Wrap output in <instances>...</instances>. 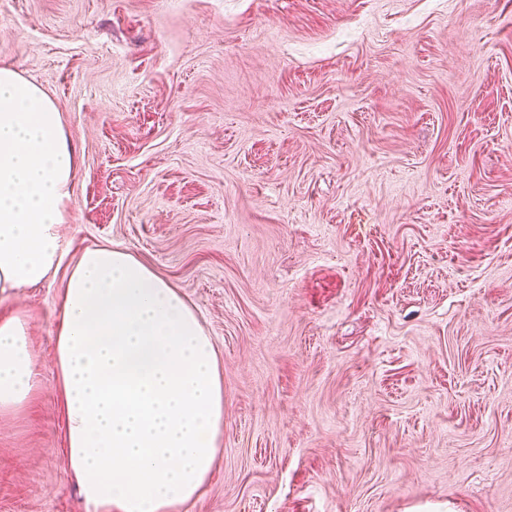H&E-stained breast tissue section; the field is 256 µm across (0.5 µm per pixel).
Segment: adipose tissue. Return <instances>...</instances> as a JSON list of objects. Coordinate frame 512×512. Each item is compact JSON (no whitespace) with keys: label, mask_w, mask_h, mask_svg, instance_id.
Returning <instances> with one entry per match:
<instances>
[{"label":"adipose tissue","mask_w":512,"mask_h":512,"mask_svg":"<svg viewBox=\"0 0 512 512\" xmlns=\"http://www.w3.org/2000/svg\"><path fill=\"white\" fill-rule=\"evenodd\" d=\"M77 166L50 97L0 66V294L60 268ZM54 364L83 512H185L219 453L224 383L178 289L120 248L85 249L68 275ZM38 386L26 321L1 318L0 412Z\"/></svg>","instance_id":"1"}]
</instances>
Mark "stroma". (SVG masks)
<instances>
[{
  "label": "stroma",
  "instance_id": "35a3bbf8",
  "mask_svg": "<svg viewBox=\"0 0 512 512\" xmlns=\"http://www.w3.org/2000/svg\"><path fill=\"white\" fill-rule=\"evenodd\" d=\"M0 66L78 156L61 267L0 297L41 382L0 512H83L53 355L108 243L218 351L188 512H512V0H0Z\"/></svg>",
  "mask_w": 512,
  "mask_h": 512
}]
</instances>
